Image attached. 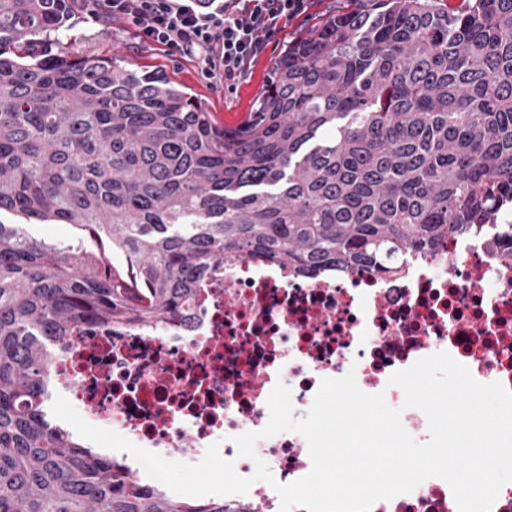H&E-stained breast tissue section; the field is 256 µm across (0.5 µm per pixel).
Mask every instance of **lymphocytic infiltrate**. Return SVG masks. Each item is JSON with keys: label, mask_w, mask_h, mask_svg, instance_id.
Listing matches in <instances>:
<instances>
[{"label": "lymphocytic infiltrate", "mask_w": 512, "mask_h": 512, "mask_svg": "<svg viewBox=\"0 0 512 512\" xmlns=\"http://www.w3.org/2000/svg\"><path fill=\"white\" fill-rule=\"evenodd\" d=\"M104 14L141 25L168 51L217 50L210 65L234 87L270 40L305 15L308 0H99Z\"/></svg>", "instance_id": "lymphocytic-infiltrate-1"}]
</instances>
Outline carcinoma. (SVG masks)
<instances>
[{"label":"carcinoma","mask_w":512,"mask_h":512,"mask_svg":"<svg viewBox=\"0 0 512 512\" xmlns=\"http://www.w3.org/2000/svg\"><path fill=\"white\" fill-rule=\"evenodd\" d=\"M71 0H0V512H224L145 483L49 413L79 325L185 320L237 258L380 272L487 228L512 245V0H379L288 43L251 117L219 128L158 71L80 55ZM125 262L116 267L104 246ZM26 230L38 239H52L55 241H66L75 248L87 246L88 242L80 238L72 226L68 224H29Z\"/></svg>","instance_id":"cac0c4a2"}]
</instances>
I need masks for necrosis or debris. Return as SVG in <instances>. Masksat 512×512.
Instances as JSON below:
<instances>
[{"label":"necrosis or debris","mask_w":512,"mask_h":512,"mask_svg":"<svg viewBox=\"0 0 512 512\" xmlns=\"http://www.w3.org/2000/svg\"><path fill=\"white\" fill-rule=\"evenodd\" d=\"M439 351L478 382L512 391V248L479 236L452 237L440 255L395 273L306 272L260 259L231 260L207 279L186 322L150 333L79 327L60 344L55 391L90 425L116 431L166 460L197 463L219 444L240 476L263 460L274 480L225 496V512H281L275 483L312 468L297 432L264 438L276 383L305 417L321 383L354 373L360 389L402 408L420 443L428 421L404 408L389 379ZM258 433L255 458L234 437ZM369 512H458L449 484L424 480Z\"/></svg>","instance_id":"4bbe7bcc"}]
</instances>
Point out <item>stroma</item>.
I'll return each instance as SVG.
<instances>
[{
    "mask_svg": "<svg viewBox=\"0 0 512 512\" xmlns=\"http://www.w3.org/2000/svg\"><path fill=\"white\" fill-rule=\"evenodd\" d=\"M349 6V0H312L308 13L290 22L276 36L232 91L225 90L221 72L210 71L205 51L188 55L167 53L144 37L140 27L130 19L94 15L85 0H75L66 33L81 54L118 56L135 66L163 72L170 80L189 88L208 109L217 126L235 127L242 116L250 112L267 75L288 42L315 31L329 12Z\"/></svg>",
    "mask_w": 512,
    "mask_h": 512,
    "instance_id": "1",
    "label": "stroma"
}]
</instances>
